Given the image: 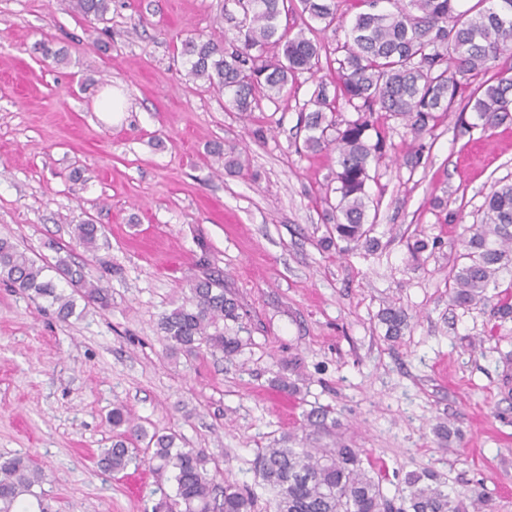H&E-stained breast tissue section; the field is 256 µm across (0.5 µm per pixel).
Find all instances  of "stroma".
<instances>
[{
    "instance_id": "35a3bbf8",
    "label": "stroma",
    "mask_w": 512,
    "mask_h": 512,
    "mask_svg": "<svg viewBox=\"0 0 512 512\" xmlns=\"http://www.w3.org/2000/svg\"><path fill=\"white\" fill-rule=\"evenodd\" d=\"M217 7L113 0L101 22L67 0H0V238L50 261L70 246L112 295L108 309L64 322L0 281V460L29 456L42 467L36 493L47 512H151L174 482L150 450L122 472L96 465L114 435L107 414L121 404L148 431L203 449L255 493V512H269L257 449L325 405L387 496L406 472L431 469L450 494L479 489L495 512H512V318L454 306L446 279L486 195L512 180V122L485 129L455 105L414 169L403 163L410 134L390 122L366 186L374 248H324L336 162L299 152L297 117L321 80L337 118L354 110L326 67L240 119L180 55L198 31L234 38L240 8L227 0L222 20ZM43 41L66 62L44 57ZM112 86L129 103L113 121L94 110ZM258 126L265 142L250 136ZM216 141L243 151L246 168L214 172ZM89 219L105 233L92 254L71 240ZM418 239L431 247L414 256ZM213 270L245 313L241 353L170 354L162 314ZM391 304L408 323L394 341L378 317ZM279 376L300 394L280 392ZM442 424L459 437L440 439Z\"/></svg>"
}]
</instances>
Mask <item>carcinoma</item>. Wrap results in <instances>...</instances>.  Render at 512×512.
<instances>
[{
	"label": "carcinoma",
	"instance_id": "1",
	"mask_svg": "<svg viewBox=\"0 0 512 512\" xmlns=\"http://www.w3.org/2000/svg\"><path fill=\"white\" fill-rule=\"evenodd\" d=\"M78 14L106 20L112 0H69ZM244 21L229 46L212 35L197 34L181 45L188 75L205 81L227 98L240 116L251 117L263 99L274 100L300 73L320 69L329 46L321 34L335 25L337 0H235ZM365 10L350 21L348 40L334 49L337 85L355 118L336 122L327 87L320 83L298 114L307 152L336 155L337 201L324 198L326 247L343 243L348 250L370 246L367 225L371 162L380 158L386 137L380 120H399L413 140L433 129L440 114L457 102L475 113L482 126L512 121V0H477L462 10V0H361ZM390 7H384V4ZM300 14L301 23L282 24V15ZM492 73L473 91L472 80ZM376 140H371L370 132ZM213 162L229 172L244 168L242 152L230 144L208 149ZM102 228L85 222L73 229L76 245L88 252L99 248ZM52 271L56 278L45 277ZM512 274V181H501L486 196L481 219L448 273L450 300L463 308L487 301L485 291L502 272ZM0 279L23 293L45 299L63 321L75 314L76 298L85 305H110L111 294L85 267L65 257L38 261L0 238ZM63 281L70 293L58 287ZM241 306L224 288V275L207 274L188 283L181 304L164 313L160 329L171 353L193 355L205 350L227 360L243 347ZM379 320L390 339L407 327L404 312L382 309ZM109 420L120 430L100 459L106 471L121 472L136 462L130 445L149 439L152 460L173 473L176 492L154 506V512H254V492L224 480L217 491L210 458L199 448H183L174 433L148 434L134 424L123 406L112 408ZM256 471L274 493V512H494L478 490L451 497L447 484L431 470L404 477L407 495L400 506L383 492L363 450L351 447L337 433L336 419L325 406L305 412L299 431H289L278 446L259 448ZM42 468L25 457L0 462V512H25L23 502L35 495Z\"/></svg>",
	"mask_w": 512,
	"mask_h": 512
}]
</instances>
